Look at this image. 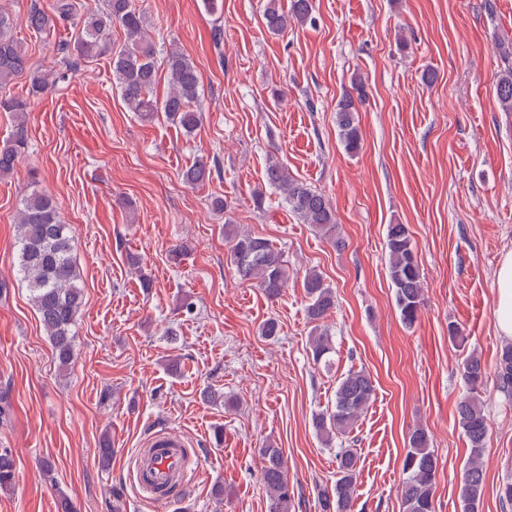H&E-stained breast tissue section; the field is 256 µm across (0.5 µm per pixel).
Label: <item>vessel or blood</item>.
<instances>
[{"label":"vessel or blood","mask_w":512,"mask_h":512,"mask_svg":"<svg viewBox=\"0 0 512 512\" xmlns=\"http://www.w3.org/2000/svg\"><path fill=\"white\" fill-rule=\"evenodd\" d=\"M132 469L142 495L160 503L199 477L200 462L180 434L162 428L152 431L137 449Z\"/></svg>","instance_id":"obj_1"}]
</instances>
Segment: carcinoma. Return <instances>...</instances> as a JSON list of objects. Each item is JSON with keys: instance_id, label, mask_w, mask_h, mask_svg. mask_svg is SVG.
Segmentation results:
<instances>
[{"instance_id": "1", "label": "carcinoma", "mask_w": 512, "mask_h": 512, "mask_svg": "<svg viewBox=\"0 0 512 512\" xmlns=\"http://www.w3.org/2000/svg\"><path fill=\"white\" fill-rule=\"evenodd\" d=\"M80 16L84 18L82 28L75 32L74 39L58 47L65 68L56 72L53 80L33 69L23 42L16 36L17 26L23 23L46 33ZM292 20L301 25L314 24L312 0H293L289 15L279 9L277 0H268L263 23L269 32H282ZM116 25L126 35V43L119 49L112 48V27ZM102 55L110 58L116 87L129 111L137 113L143 121H151L162 113L188 134L198 128L202 108L196 66L177 49L157 61L155 44L145 35L143 12L133 6L132 0H104L103 6L96 10L90 9L85 0H54L48 9L33 5L22 20L0 8V112H8L13 118L10 136L0 144L1 177L13 172L28 146L26 114L30 98L66 80L78 61ZM161 67L166 70L170 91L160 102L153 97V88ZM19 80L25 81L24 93L9 91V86ZM495 92L502 111L512 112V65L497 76ZM363 97L364 84L356 79L352 91L345 93L337 104L336 124L349 153H357L362 148L356 103ZM211 171L208 162L199 159L185 171L184 179L190 185L203 183ZM265 178L270 187L283 195L288 209L301 223L311 225L325 238L335 239L336 220L323 193L296 179L288 167L277 160L269 161ZM15 227L19 274L50 340L58 369L64 373L76 359L73 327L83 301L80 272L73 255V237L67 225L60 222L53 198L36 189L22 199ZM224 229L229 244V263L238 278L256 284L268 298H278L287 287L289 276L282 251L269 240L241 231L234 224H226ZM385 250L395 304L401 321L410 329L419 318L424 294L407 225L387 226ZM303 288L308 299L307 315L314 323L309 342L312 360L329 367L336 348L321 321L336 307V295L315 270L306 273ZM494 374L498 390L511 397L512 342L501 346ZM462 378L466 391L458 401L457 417L466 437L469 461L462 472L458 495L463 512H478L486 483L481 458L488 427L481 389L488 378V368L476 353L471 352L463 359ZM374 395L375 384L368 371L350 369L340 375L331 405L313 418L316 434L327 444L339 434L346 435L369 408ZM259 456L267 512H296L295 493L289 488L282 449L268 444L259 449ZM335 458L336 480L318 490V503L321 512H351L358 492L360 456L355 448L341 447L336 449ZM437 466L427 429L415 426L408 436L402 460L403 479L398 490L402 512H433ZM15 469L11 452L1 450L0 490L13 485Z\"/></svg>"}]
</instances>
